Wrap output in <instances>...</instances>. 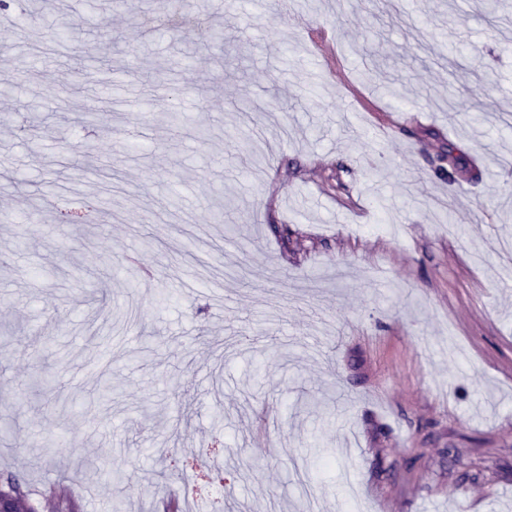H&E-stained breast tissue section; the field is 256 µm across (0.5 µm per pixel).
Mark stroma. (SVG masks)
I'll return each mask as SVG.
<instances>
[{
  "label": "stroma",
  "mask_w": 512,
  "mask_h": 512,
  "mask_svg": "<svg viewBox=\"0 0 512 512\" xmlns=\"http://www.w3.org/2000/svg\"><path fill=\"white\" fill-rule=\"evenodd\" d=\"M398 2L56 0L0 34L6 113L42 116L0 134V476L40 512H512V130L448 110L512 113V14ZM39 373L59 399L18 407Z\"/></svg>",
  "instance_id": "obj_1"
}]
</instances>
